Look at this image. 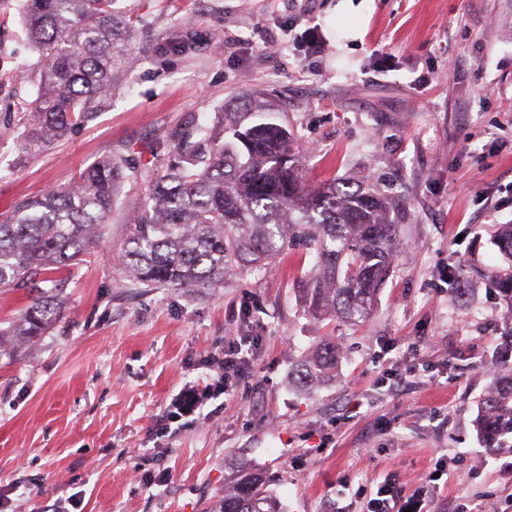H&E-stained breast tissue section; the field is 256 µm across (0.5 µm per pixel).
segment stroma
Masks as SVG:
<instances>
[{
  "mask_svg": "<svg viewBox=\"0 0 512 512\" xmlns=\"http://www.w3.org/2000/svg\"><path fill=\"white\" fill-rule=\"evenodd\" d=\"M336 2L118 0L137 31L123 88L67 139L25 153L43 63L18 0H0V127L13 129L0 135V217L103 157L128 174L104 248L63 274L59 322L33 346L0 347L1 512L73 498L82 512H204L241 458L267 472L287 512H361L384 479L410 493L434 470L427 512L512 498V452L488 455L474 427L512 305L472 273L503 265L490 229L512 224V0H369L347 49L327 35ZM185 26L194 49L161 54ZM311 27L321 51L302 39ZM253 91L279 105L309 183L392 199L399 257L364 323L324 330L306 316L313 260L295 241L272 267L190 292L132 283L115 257L174 159L152 146L198 140ZM324 331L341 349L336 375L298 388L293 368ZM242 336L260 339L251 377L207 416L158 430L182 385L212 375ZM160 471L165 485L146 483Z\"/></svg>",
  "mask_w": 512,
  "mask_h": 512,
  "instance_id": "obj_1",
  "label": "stroma"
}]
</instances>
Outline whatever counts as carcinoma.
<instances>
[{"mask_svg":"<svg viewBox=\"0 0 512 512\" xmlns=\"http://www.w3.org/2000/svg\"><path fill=\"white\" fill-rule=\"evenodd\" d=\"M116 0H20L29 37L44 62L22 141L29 151L55 143L111 102L131 71V21ZM295 138L279 113L254 95L219 112L194 143L168 145L179 155L149 187L118 249L132 280L157 288H221L224 274L271 264L290 238L309 246L316 272L302 289L307 315L322 324L365 322L397 250L398 224L387 201L347 183L312 187L302 175ZM125 178L114 159L98 161L66 188L17 205L0 221V292L35 293L3 331L31 343L64 310L56 274L81 263L105 242V226ZM507 268L490 271L512 303V224L492 237ZM340 350L320 336L295 365L310 387L336 370ZM475 427L486 450L512 449V366H501L480 401ZM207 512H286L262 468L241 459L224 478V495Z\"/></svg>","mask_w":512,"mask_h":512,"instance_id":"obj_1","label":"carcinoma"}]
</instances>
